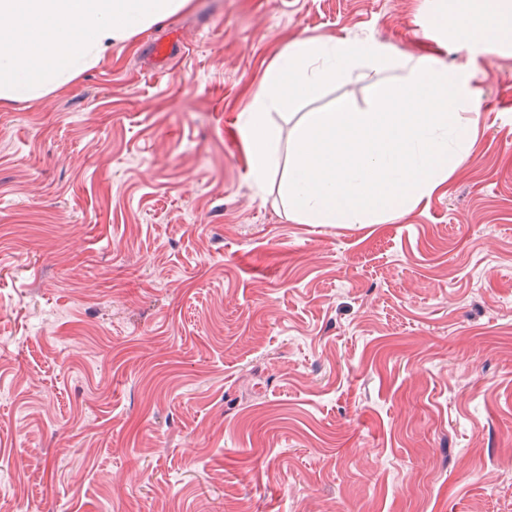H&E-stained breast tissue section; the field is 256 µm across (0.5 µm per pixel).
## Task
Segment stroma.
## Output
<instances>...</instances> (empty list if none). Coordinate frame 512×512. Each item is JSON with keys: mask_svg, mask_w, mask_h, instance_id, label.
<instances>
[{"mask_svg": "<svg viewBox=\"0 0 512 512\" xmlns=\"http://www.w3.org/2000/svg\"><path fill=\"white\" fill-rule=\"evenodd\" d=\"M424 0H193L0 107V461L16 512H512V56L386 224L257 195L239 115L288 37L418 52ZM181 53L149 60L152 42ZM347 100L336 81L304 112Z\"/></svg>", "mask_w": 512, "mask_h": 512, "instance_id": "1", "label": "stroma"}]
</instances>
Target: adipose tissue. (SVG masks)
<instances>
[{
  "label": "adipose tissue",
  "instance_id": "ef3b65f1",
  "mask_svg": "<svg viewBox=\"0 0 512 512\" xmlns=\"http://www.w3.org/2000/svg\"><path fill=\"white\" fill-rule=\"evenodd\" d=\"M193 0H0V102L66 84L113 44L188 10ZM460 48L512 47V0L463 10ZM369 79L371 104L298 113L288 143L274 116L351 75ZM476 73L429 53L393 55L371 38L298 39L283 47L239 116L250 176L266 192L274 170L289 219L383 224L433 195L469 156L477 128Z\"/></svg>",
  "mask_w": 512,
  "mask_h": 512
}]
</instances>
